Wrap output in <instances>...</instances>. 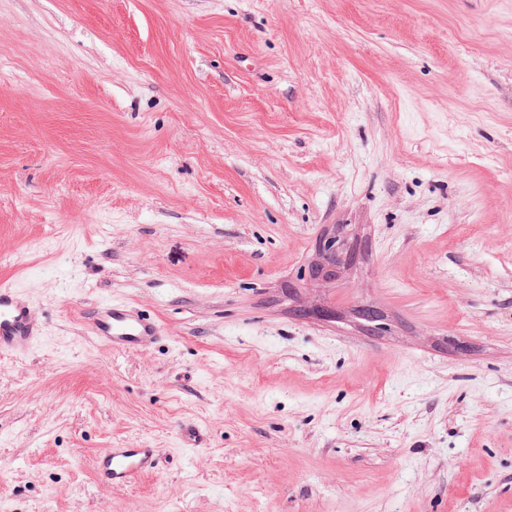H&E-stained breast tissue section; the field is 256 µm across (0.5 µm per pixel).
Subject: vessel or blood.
<instances>
[{"label":"vessel or blood","mask_w":512,"mask_h":512,"mask_svg":"<svg viewBox=\"0 0 512 512\" xmlns=\"http://www.w3.org/2000/svg\"><path fill=\"white\" fill-rule=\"evenodd\" d=\"M95 338L111 350H148L162 333L158 319L127 304L112 301L92 305L84 313ZM43 327L25 294L0 284V354H25L41 338ZM154 448H109L95 460L99 485L108 489L130 486L136 478L158 467Z\"/></svg>","instance_id":"obj_1"}]
</instances>
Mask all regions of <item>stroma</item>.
<instances>
[{
    "label": "stroma",
    "mask_w": 512,
    "mask_h": 512,
    "mask_svg": "<svg viewBox=\"0 0 512 512\" xmlns=\"http://www.w3.org/2000/svg\"><path fill=\"white\" fill-rule=\"evenodd\" d=\"M342 224L367 269L288 297ZM1 279L0 512H512V0H0ZM43 327L25 294L0 284V354H27L42 337ZM84 316L93 336L110 350H150L162 334L158 319L126 303L98 302ZM158 460L156 448H107L95 460V473L102 487L123 488L139 476L155 471Z\"/></svg>",
    "instance_id": "1"
}]
</instances>
